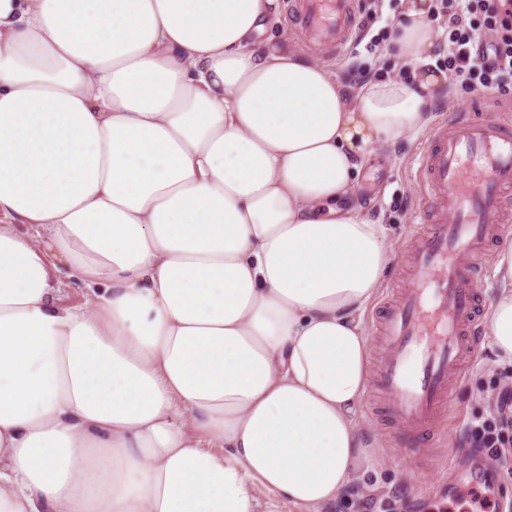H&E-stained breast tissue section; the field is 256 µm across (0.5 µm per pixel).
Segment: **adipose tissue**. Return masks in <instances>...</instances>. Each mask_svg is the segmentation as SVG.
<instances>
[{"mask_svg": "<svg viewBox=\"0 0 512 512\" xmlns=\"http://www.w3.org/2000/svg\"><path fill=\"white\" fill-rule=\"evenodd\" d=\"M431 5L389 37L415 82L354 86L281 0H0V512H326L372 467L395 249L355 176L431 123Z\"/></svg>", "mask_w": 512, "mask_h": 512, "instance_id": "1", "label": "adipose tissue"}]
</instances>
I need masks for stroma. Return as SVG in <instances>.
I'll list each match as a JSON object with an SVG mask.
<instances>
[{
  "label": "stroma",
  "mask_w": 512,
  "mask_h": 512,
  "mask_svg": "<svg viewBox=\"0 0 512 512\" xmlns=\"http://www.w3.org/2000/svg\"><path fill=\"white\" fill-rule=\"evenodd\" d=\"M314 56L352 81L363 71L389 77L405 69L392 52L376 53L354 40L342 53L318 49ZM431 112L436 126L487 116L512 127V101L496 99L487 91L467 93L452 82L437 90ZM431 139V131L426 130L380 150L357 175L359 202L371 220L388 228L396 251L376 305L364 316L371 376L360 421L366 444L382 449L383 454L376 470L352 484L328 512H363L365 501L372 502L374 512H481L485 498L491 499L492 512H512V463L476 453L463 438L467 423L489 415L500 378L512 375L511 366L497 362L487 336H480L476 359L453 383L449 409L432 440H420L401 422L376 376L383 348L375 323L377 307L391 301L394 291L407 284L409 252L426 229L419 215L422 187L416 177V159Z\"/></svg>",
  "instance_id": "35a3bbf8"
}]
</instances>
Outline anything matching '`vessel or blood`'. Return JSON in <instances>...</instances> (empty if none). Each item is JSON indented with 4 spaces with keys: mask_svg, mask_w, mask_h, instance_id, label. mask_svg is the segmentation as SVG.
Segmentation results:
<instances>
[{
    "mask_svg": "<svg viewBox=\"0 0 512 512\" xmlns=\"http://www.w3.org/2000/svg\"><path fill=\"white\" fill-rule=\"evenodd\" d=\"M295 3L306 42L336 50L346 43L357 0ZM417 164L423 198L439 208L410 254L408 287L378 326V379L403 422L428 439L478 340L479 290L456 257L483 253L512 222V130L494 120L440 125Z\"/></svg>",
    "mask_w": 512,
    "mask_h": 512,
    "instance_id": "1",
    "label": "vessel or blood"
}]
</instances>
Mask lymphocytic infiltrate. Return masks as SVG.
Segmentation results:
<instances>
[{"label":"lymphocytic infiltrate","instance_id":"f902f5d3","mask_svg":"<svg viewBox=\"0 0 512 512\" xmlns=\"http://www.w3.org/2000/svg\"><path fill=\"white\" fill-rule=\"evenodd\" d=\"M459 11L433 8L430 21L448 42L442 67L466 92L488 90L512 99V0H460ZM470 444L487 456L512 460V377L500 384L490 417L470 423Z\"/></svg>","mask_w":512,"mask_h":512}]
</instances>
